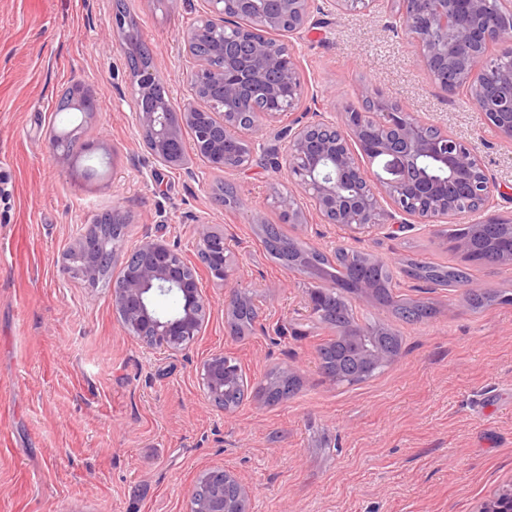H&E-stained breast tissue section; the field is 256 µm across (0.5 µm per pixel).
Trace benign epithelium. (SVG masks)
I'll return each mask as SVG.
<instances>
[{
  "label": "benign epithelium",
  "mask_w": 512,
  "mask_h": 512,
  "mask_svg": "<svg viewBox=\"0 0 512 512\" xmlns=\"http://www.w3.org/2000/svg\"><path fill=\"white\" fill-rule=\"evenodd\" d=\"M209 12L199 25L180 36L183 51L193 66L186 74L188 97L174 111L171 92L163 86L158 100L146 96L161 83L153 66L131 79L135 95V121L148 139L147 152L156 167L185 164L187 151L209 160L226 172L241 173L260 157L285 170L291 184L309 197L325 224H340L351 233L380 230L389 225L446 223L467 209L485 214L475 225L503 227L500 249L512 262V218L495 213L496 187L472 143L438 132L429 137L430 124L401 106L366 97L367 111L356 108L281 128L277 138L287 143L284 159L266 145V128L294 110L305 94L296 40L316 25L315 14L343 12L355 3L377 0H235V18L242 19V35H226L228 13L224 0H208ZM396 16L417 50L420 64L445 91L469 92L488 124L512 145V68L504 71L486 56L497 47L512 54V42L487 10V0H391ZM265 108L249 112L254 101ZM193 134L186 146L183 128ZM377 162L383 170L374 177L364 163ZM288 222L307 224L296 195L280 197ZM112 225L93 224L74 240L64 270L94 284L112 265L120 263L121 286L112 289V306L126 331L150 350L178 353L192 346L210 317V304L199 288L197 268L159 238H144L134 254L122 251L121 241L110 234ZM199 255L210 277L227 288L224 311L237 322L250 309V297L235 287L237 269L227 253L224 232L201 222L197 227ZM177 294L175 312L161 313L154 299ZM352 349L363 358L392 364L396 358L364 340L351 338ZM207 401L233 417L226 402L233 387L248 390L241 368L222 354L208 358L200 369ZM198 479L206 491L192 488L188 512H252V488L224 465L206 468ZM512 504V480L491 494L480 512H504Z\"/></svg>",
  "instance_id": "1"
}]
</instances>
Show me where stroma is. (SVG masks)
<instances>
[{"instance_id": "stroma-1", "label": "stroma", "mask_w": 512, "mask_h": 512, "mask_svg": "<svg viewBox=\"0 0 512 512\" xmlns=\"http://www.w3.org/2000/svg\"><path fill=\"white\" fill-rule=\"evenodd\" d=\"M117 1L0 0V512H187L213 464L252 487L253 512H476L512 478V303L476 312L462 289H418L400 275L407 256L463 262L435 245L437 225L354 237L320 223L303 195L308 225L298 229L278 202L291 183L260 164L228 175L193 158L152 176L126 57L102 38ZM121 1L182 99L177 38L206 0L175 11ZM394 16L387 7L320 16L296 43L307 95L340 113L372 89L467 139L500 188L499 213L512 215V145L468 96L434 82ZM75 83L93 94L94 113L56 114ZM71 131L79 146L58 164L49 138ZM220 183L236 205L217 201ZM113 209L128 221L127 250L148 235L194 262L197 223L222 230L235 286L261 303L265 332L231 335L225 288L202 270L212 310L193 347L171 355L130 336L112 306L119 266L93 286L63 270L74 240ZM266 224L329 256L340 242L371 255L395 270L398 293L434 303L438 315L406 323L354 301L357 317L402 336L401 357L366 382L329 381L317 348L335 332L307 317L313 280L271 256ZM219 353L254 385L287 370L300 389L274 404L253 393L225 419L198 376Z\"/></svg>"}]
</instances>
